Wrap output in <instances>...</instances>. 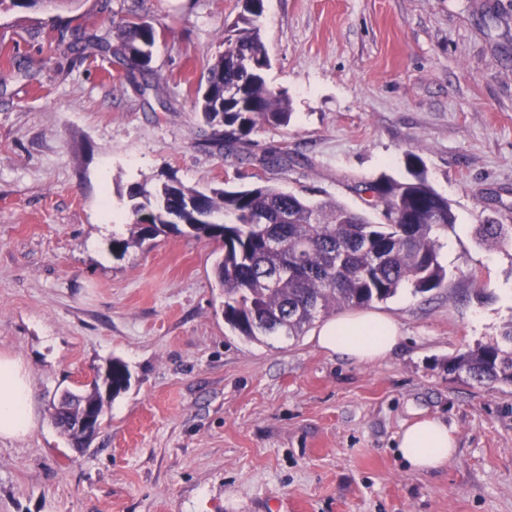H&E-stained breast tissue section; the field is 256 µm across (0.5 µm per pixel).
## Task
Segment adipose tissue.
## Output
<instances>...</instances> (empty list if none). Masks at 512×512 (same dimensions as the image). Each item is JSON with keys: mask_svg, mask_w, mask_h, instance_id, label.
I'll return each instance as SVG.
<instances>
[{"mask_svg": "<svg viewBox=\"0 0 512 512\" xmlns=\"http://www.w3.org/2000/svg\"><path fill=\"white\" fill-rule=\"evenodd\" d=\"M323 349L357 363L385 357L398 345L399 327L391 317L374 312H352L325 322L316 332ZM34 386L22 363L0 355V438L26 436L36 422ZM456 450L447 426L435 418H418L405 424L397 436V453L413 470L445 465Z\"/></svg>", "mask_w": 512, "mask_h": 512, "instance_id": "1", "label": "adipose tissue"}]
</instances>
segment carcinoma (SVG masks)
I'll return each instance as SVG.
<instances>
[{
	"label": "carcinoma",
	"mask_w": 512,
	"mask_h": 512,
	"mask_svg": "<svg viewBox=\"0 0 512 512\" xmlns=\"http://www.w3.org/2000/svg\"><path fill=\"white\" fill-rule=\"evenodd\" d=\"M236 18L224 25L223 51L207 69L197 90L196 106L226 154L239 148L261 122L286 125L288 99L272 89L265 73L270 67L258 18L264 0H240ZM58 0H0V10H43ZM157 32L147 20H128L119 27L117 42L98 37L86 22L71 31L69 50L80 59L112 57L125 67L129 79L150 72ZM239 94L224 97V87ZM264 169H284L288 154L271 149L258 160ZM408 177L382 176L362 184L367 204L378 210L370 220L332 201L312 202L268 182L248 187H187L174 177L148 186L129 188V239L112 238V252L126 253L131 244L187 228L198 238L223 244L224 255L214 273L224 288V322L239 335L297 338L319 317L343 309L365 308L383 302L402 288L427 293L447 278L440 261L443 239L456 224L448 199L429 184L424 163L415 153L406 156ZM207 212L216 222L199 223ZM482 243L495 248L512 238V225L495 219L479 225ZM277 273L271 279L270 273ZM448 372L479 384L512 385V322L501 335L468 349L448 362ZM130 373L119 359L112 360V379L98 374L75 400L55 408L54 423L76 449L81 437L63 427L77 417L83 405L104 409V391L116 395L128 387Z\"/></svg>",
	"instance_id": "carcinoma-1"
}]
</instances>
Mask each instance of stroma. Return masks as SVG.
<instances>
[{"label":"stroma","mask_w":512,"mask_h":512,"mask_svg":"<svg viewBox=\"0 0 512 512\" xmlns=\"http://www.w3.org/2000/svg\"><path fill=\"white\" fill-rule=\"evenodd\" d=\"M235 2L0 13V353L24 363L37 417L24 439L0 438V512H512V385L448 373L512 321V242L476 237L486 217L512 225V0H264L267 82L293 115L258 124L242 160L196 109ZM132 13L158 32L154 93L57 39L84 17L114 39ZM273 147L287 167L261 170ZM410 152L457 220L443 286L374 303L403 334L384 359L352 362L309 332L239 336L214 241L170 233L112 252L131 232L130 186L160 173L199 189L263 179L366 214L358 185L405 177ZM112 359L131 383L75 449L53 404ZM422 417L457 443L429 472L396 449Z\"/></svg>","instance_id":"stroma-1"}]
</instances>
